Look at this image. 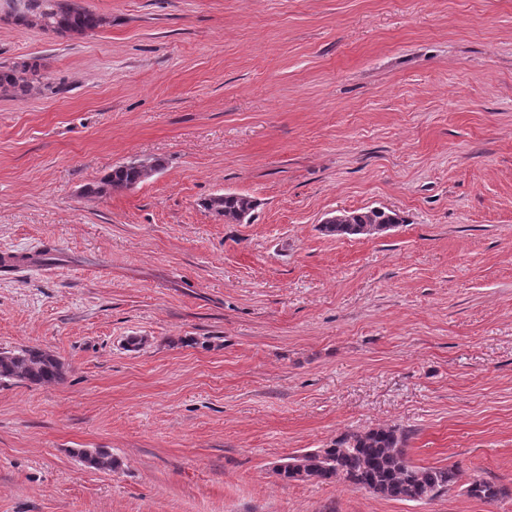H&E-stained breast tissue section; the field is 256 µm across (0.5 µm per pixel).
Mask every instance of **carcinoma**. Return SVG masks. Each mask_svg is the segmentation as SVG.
Listing matches in <instances>:
<instances>
[{
  "label": "carcinoma",
  "mask_w": 512,
  "mask_h": 512,
  "mask_svg": "<svg viewBox=\"0 0 512 512\" xmlns=\"http://www.w3.org/2000/svg\"><path fill=\"white\" fill-rule=\"evenodd\" d=\"M28 15L35 18L40 29H73L79 33L94 32L109 24V17L93 11L80 12L73 0H25ZM37 64L22 62L0 69V89L30 86L24 74L33 72ZM162 168L158 160L143 161L138 166H117L97 184L86 187V193L102 196L111 188H126L140 184ZM207 208L224 217L226 223H238L241 216L251 217L256 202L250 196L233 192L209 199ZM347 221L321 225L329 236H372L380 224H398L399 215L388 209H360L344 212ZM63 363L53 354L34 346L0 352V381L21 380L42 384L63 378ZM80 457L88 467L114 471L117 460L102 449L82 450ZM295 456L283 460L274 473L287 482L324 483L340 479L354 489H364L392 500L420 502L435 492L440 494L456 483L457 472L449 466H418L406 452V435L397 426L350 432L336 438L326 448L307 451L301 464ZM469 495L494 501L504 494L500 487L474 479Z\"/></svg>",
  "instance_id": "1"
}]
</instances>
